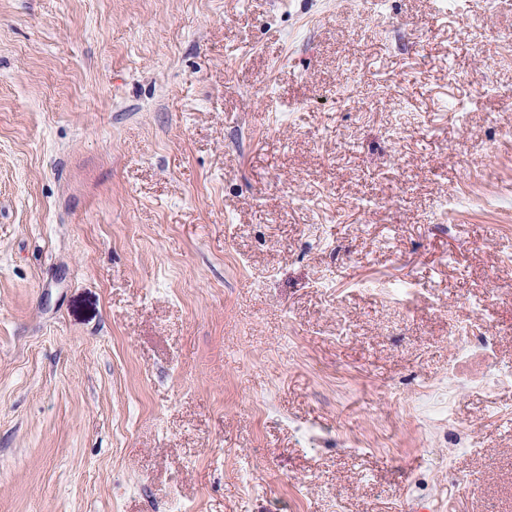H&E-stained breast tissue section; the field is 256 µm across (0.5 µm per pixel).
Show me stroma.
<instances>
[{"instance_id":"stroma-1","label":"stroma","mask_w":512,"mask_h":512,"mask_svg":"<svg viewBox=\"0 0 512 512\" xmlns=\"http://www.w3.org/2000/svg\"><path fill=\"white\" fill-rule=\"evenodd\" d=\"M509 126L512 0H0V512H512Z\"/></svg>"}]
</instances>
